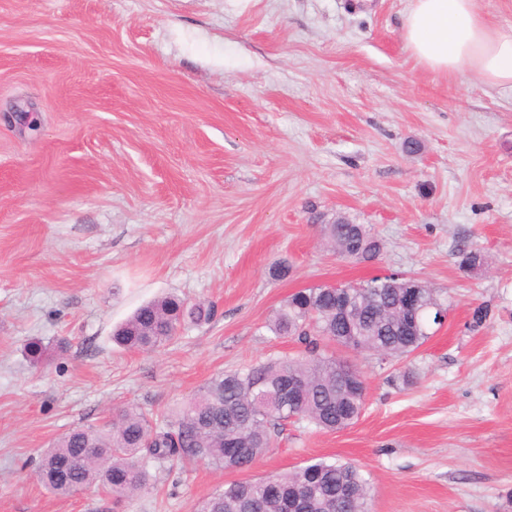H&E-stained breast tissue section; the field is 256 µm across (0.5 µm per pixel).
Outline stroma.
Returning <instances> with one entry per match:
<instances>
[{"mask_svg":"<svg viewBox=\"0 0 512 512\" xmlns=\"http://www.w3.org/2000/svg\"><path fill=\"white\" fill-rule=\"evenodd\" d=\"M408 5L0 0V512H196L241 475L153 462L117 505L57 496L36 465L73 427L297 355L268 329L290 295L386 274L435 290L445 326L399 360L338 349L359 418L288 421L246 475L350 462L370 512H512V93L423 70ZM339 216L376 259L336 253ZM167 295L215 313L153 351L113 344ZM324 234L330 245L341 256L352 254L354 259L370 261L379 256L381 242L364 224H353L347 217L339 216L324 226Z\"/></svg>","mask_w":512,"mask_h":512,"instance_id":"obj_1","label":"stroma"}]
</instances>
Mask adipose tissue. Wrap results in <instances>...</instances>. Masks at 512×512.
Returning <instances> with one entry per match:
<instances>
[{
  "mask_svg": "<svg viewBox=\"0 0 512 512\" xmlns=\"http://www.w3.org/2000/svg\"><path fill=\"white\" fill-rule=\"evenodd\" d=\"M402 37L423 69L512 92V25L489 19L480 0H409Z\"/></svg>",
  "mask_w": 512,
  "mask_h": 512,
  "instance_id": "adipose-tissue-1",
  "label": "adipose tissue"
}]
</instances>
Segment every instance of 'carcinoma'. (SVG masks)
Returning a JSON list of instances; mask_svg holds the SVG:
<instances>
[{"mask_svg": "<svg viewBox=\"0 0 512 512\" xmlns=\"http://www.w3.org/2000/svg\"><path fill=\"white\" fill-rule=\"evenodd\" d=\"M324 234L336 252L357 260L375 259L382 247L366 225L345 216L325 225ZM347 288L363 302L372 298L383 305L378 312L367 305L360 309L363 333L358 342L343 335L336 321L335 298L324 287L300 290L268 325L274 335L302 344L300 354L218 375L174 417L160 423L126 408L102 425L75 427L43 453L40 481L56 495L73 496L97 487L119 502L147 487L149 460H201L219 469L244 471L265 455L285 421L302 420L327 431L347 427L336 414L340 358L326 344L402 359L428 340L430 307L443 304L428 290L420 326L405 336L396 330L400 314L381 277ZM210 316L211 309L201 303L189 306L176 296L164 297L139 307L113 331L112 342L128 350H155L172 341L186 321ZM294 377L306 381L304 395L289 407L275 402V395ZM342 485L350 491L343 506L347 512H369V487L359 468L350 462L324 460L293 472L233 481L203 502L198 512H253V503L258 504V512H288V496L296 491L313 498L314 512H339L343 507L336 492Z\"/></svg>", "mask_w": 512, "mask_h": 512, "instance_id": "obj_1", "label": "carcinoma"}]
</instances>
